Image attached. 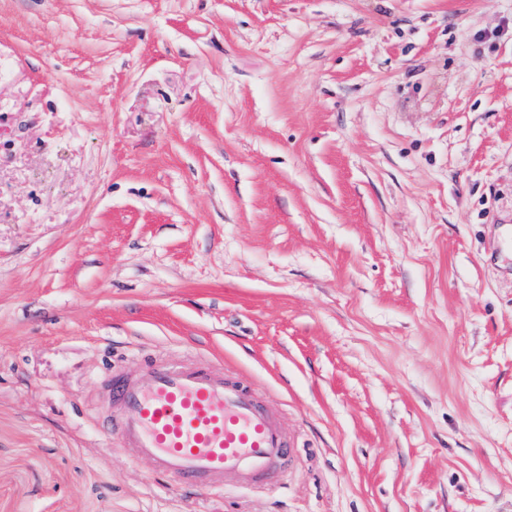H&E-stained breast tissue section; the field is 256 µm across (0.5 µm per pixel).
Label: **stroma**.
I'll use <instances>...</instances> for the list:
<instances>
[{"label": "stroma", "instance_id": "1", "mask_svg": "<svg viewBox=\"0 0 512 512\" xmlns=\"http://www.w3.org/2000/svg\"><path fill=\"white\" fill-rule=\"evenodd\" d=\"M146 355L287 484L118 449ZM0 512H512V0H0ZM112 416L103 419L118 448L148 461L179 487L224 494V479L275 481L291 454L284 424L242 380L203 360L151 361L134 377H104Z\"/></svg>", "mask_w": 512, "mask_h": 512}]
</instances>
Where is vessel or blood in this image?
I'll list each match as a JSON object with an SVG mask.
<instances>
[{
    "label": "vessel or blood",
    "mask_w": 512,
    "mask_h": 512,
    "mask_svg": "<svg viewBox=\"0 0 512 512\" xmlns=\"http://www.w3.org/2000/svg\"><path fill=\"white\" fill-rule=\"evenodd\" d=\"M112 414L103 426L118 448L155 476L210 494L224 480L275 479L291 453L284 424L245 382L203 360L150 362L133 377H104Z\"/></svg>",
    "instance_id": "b4317fda"
}]
</instances>
